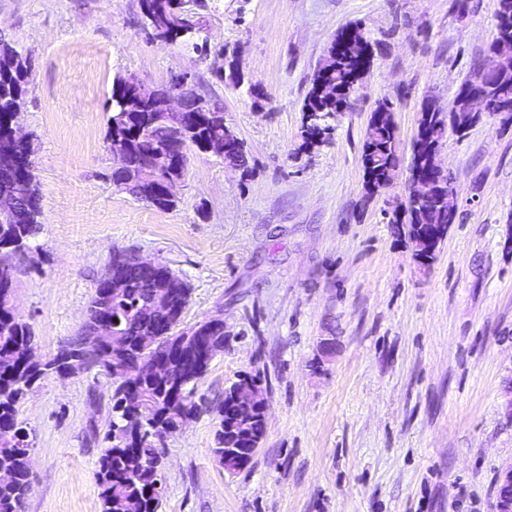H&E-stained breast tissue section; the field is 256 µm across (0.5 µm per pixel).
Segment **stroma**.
I'll return each mask as SVG.
<instances>
[{
	"label": "stroma",
	"instance_id": "35a3bbf8",
	"mask_svg": "<svg viewBox=\"0 0 512 512\" xmlns=\"http://www.w3.org/2000/svg\"><path fill=\"white\" fill-rule=\"evenodd\" d=\"M202 2L203 55L152 40L139 0H0V29L31 58L21 125L43 229L11 277L37 354L78 336L113 254L155 260L191 289L183 326L220 314L226 336L196 414L161 448V512H494L512 465V119L483 116L444 142L457 218L431 266L390 218L421 109L447 108L470 78L498 0L463 13L456 0ZM355 24L371 67L332 139L304 150L312 75ZM233 67L259 96L223 81ZM185 73L222 105L247 163L191 151L175 208L160 211L109 179L107 100L115 76L156 86ZM384 100L399 176L370 195L360 151ZM243 373L261 378L267 429L231 474L212 454L211 408ZM17 411L34 445L25 512H100L110 377L49 376Z\"/></svg>",
	"mask_w": 512,
	"mask_h": 512
}]
</instances>
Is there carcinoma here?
<instances>
[{
    "instance_id": "cac0c4a2",
    "label": "carcinoma",
    "mask_w": 512,
    "mask_h": 512,
    "mask_svg": "<svg viewBox=\"0 0 512 512\" xmlns=\"http://www.w3.org/2000/svg\"><path fill=\"white\" fill-rule=\"evenodd\" d=\"M149 2L156 29L168 34V42L192 45L202 53L207 41L200 40L202 26L191 0H139ZM498 37L512 38V0H499L497 11ZM23 52L8 39L0 38V151H16L18 145L8 141L10 130L22 118L27 106L31 72L23 69ZM372 57L358 51H329L313 74L302 112L311 113V121L302 125V140H308L314 127L331 128L351 105V96L370 69ZM333 81L344 89L336 98L325 97L320 86ZM157 102L148 93L135 94L125 87L120 75L114 77L108 99L105 138L124 136L130 144L129 162L138 169L146 165L159 151L178 153L195 148L209 139H224V115L210 117L190 112L185 126L178 132L156 121ZM448 135V125L434 121L425 128L422 138L412 145L410 167L428 156V151L440 149ZM397 130L394 126H378L370 121L361 152V164L370 176L388 178L399 168L396 149ZM27 174L34 179L33 196L19 207L16 222L0 224V279L9 275V264L16 248L26 247L42 229L40 188L34 160L28 161ZM171 177L167 171L150 173L134 186H124L120 172H112L109 180L117 189L160 210L175 207L172 201L158 196L163 183ZM403 218L396 224L417 227L408 235L412 248L423 250L422 234L428 226L444 223L440 198L408 200ZM171 268L158 264L149 278L135 271L128 272V283L121 293L108 296L106 289L97 288L89 302L87 321L97 316L106 318L114 331L125 336L124 344L115 346L105 340L88 368L98 367L113 380L112 420L106 434L110 445L98 460L97 485L100 512H159L163 498L161 457L153 434L169 429L173 422L170 411L181 408L187 415L197 412L194 402L203 373L192 361L209 343L224 345V322L203 320L183 328L182 317L190 301L191 289L181 288L172 293L171 303L176 318L157 332L158 344L149 347L142 337L152 334L153 320L143 310L150 290L168 287ZM85 340L79 334L48 357L33 360L28 353L35 347V336L29 325L16 314L7 301L0 298V471L12 475L8 483H0V512H17L25 497L29 475V453L32 448L29 433L19 426L17 404L41 380L61 369V359L71 348ZM258 383L260 379L248 373L238 375L224 391V398L213 408L217 419L215 447L217 463L229 472L244 469L248 462L235 456L224 459L226 448H252L266 433L263 413L264 394L257 388L252 400L254 411L249 420H240L241 405L235 397L240 383Z\"/></svg>"
}]
</instances>
